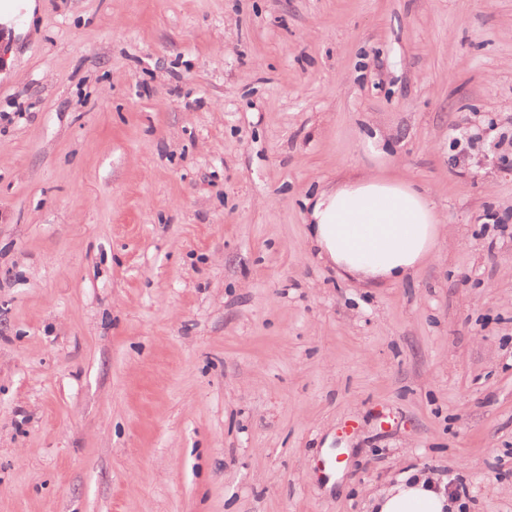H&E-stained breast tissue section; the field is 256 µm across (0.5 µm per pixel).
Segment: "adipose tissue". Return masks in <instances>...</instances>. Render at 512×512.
<instances>
[{
	"mask_svg": "<svg viewBox=\"0 0 512 512\" xmlns=\"http://www.w3.org/2000/svg\"><path fill=\"white\" fill-rule=\"evenodd\" d=\"M310 236L338 273L361 281L396 280L437 248L444 231L431 201L411 185L362 175L320 191L309 212ZM376 512H451L444 485L408 473L374 501Z\"/></svg>",
	"mask_w": 512,
	"mask_h": 512,
	"instance_id": "adipose-tissue-1",
	"label": "adipose tissue"
}]
</instances>
